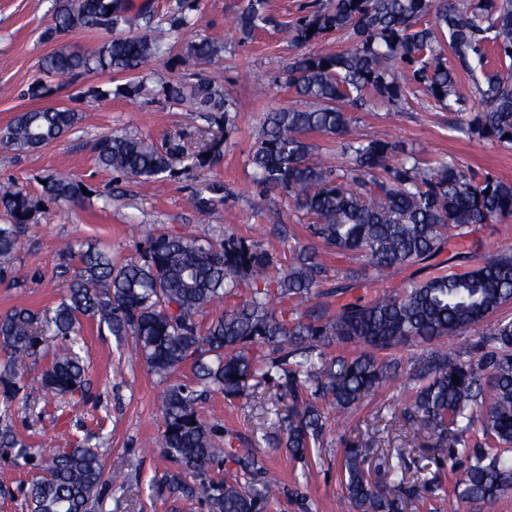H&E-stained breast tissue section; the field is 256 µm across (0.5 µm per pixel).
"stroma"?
<instances>
[{"label": "stroma", "mask_w": 512, "mask_h": 512, "mask_svg": "<svg viewBox=\"0 0 512 512\" xmlns=\"http://www.w3.org/2000/svg\"><path fill=\"white\" fill-rule=\"evenodd\" d=\"M183 2L144 0L132 11L131 26L148 17L166 33L162 51L132 75L93 69L75 78H46L39 70L44 55L61 47L81 50L102 43L111 39V31L78 29L48 42L43 33L52 23L54 0H0V129L18 112L36 107L73 108L81 115L71 132L38 150L0 148V182L24 187L40 206L14 259L25 279L0 276V315L17 307L42 315L56 309L78 267L77 260L59 251L67 241L104 248L117 265L136 256L146 238L160 232L213 241L232 235L255 242L283 262L290 255L289 236L307 242V217L290 197L275 191L263 205H256L258 191L248 156L264 112L300 104L287 83L298 50L282 38L280 29L295 24L313 0H268L270 23L246 40L234 28L244 0H196L192 10ZM181 17L186 25H178ZM200 37L220 45V53L205 62L193 58L188 46ZM196 73L221 85L235 102L220 155L194 169L175 163L173 176L160 185L96 164L95 143L116 131L158 144L166 141L184 152L201 150L208 142V121L191 118L187 105L174 104L166 96L169 85ZM131 79L144 83L145 95L134 100L115 96L116 87ZM40 80L48 86V95L29 97L28 88ZM347 113L351 136L398 142L424 159L452 155L477 174L512 182V145L457 131V115L435 108L423 92H415L400 109L376 101L363 110L348 108ZM60 173L86 187L87 197L68 204L50 202L43 183ZM210 183L221 184V200L204 220L197 212L195 193ZM509 247L512 216L475 225L465 238L449 239L442 256H460L472 266L488 251ZM82 337L87 399L77 404L55 400L28 405L15 400L8 416L12 429L35 449L72 448L87 440L100 445L112 487L97 512H208L196 498L159 489L167 472L179 471L190 487L197 475L178 468L157 445L163 428L159 407L163 385L135 355L132 337L112 336L90 318L82 321ZM430 347L429 341L419 339L385 351V358L398 364L397 379L388 389L363 399L345 426H329L323 445L311 449L303 460L293 458L287 449L269 447L265 440L277 428L273 385L232 399L211 394L200 404L199 413L207 424L236 433L239 453L258 454L279 475L284 491L265 512H349L341 460L347 443L372 418L380 415L390 424L367 456L370 483L391 488L400 462L412 463L423 456L427 437L391 422L390 416L408 403L409 375ZM463 470L460 464H428L425 478L437 479L442 488L412 498L405 512H512V495L490 505H449L446 491ZM36 475V470L17 465L10 450L0 449V512H28L24 493Z\"/></svg>", "instance_id": "35a3bbf8"}]
</instances>
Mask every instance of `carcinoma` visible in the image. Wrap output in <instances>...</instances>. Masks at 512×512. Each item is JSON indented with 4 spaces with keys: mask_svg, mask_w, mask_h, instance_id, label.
<instances>
[{
    "mask_svg": "<svg viewBox=\"0 0 512 512\" xmlns=\"http://www.w3.org/2000/svg\"><path fill=\"white\" fill-rule=\"evenodd\" d=\"M267 0H246L236 19L241 38L269 22ZM128 0H56L55 24L43 38L65 31L115 29L127 23ZM296 45L346 32L352 45L335 54H304L289 67V86L308 107L278 108L265 113L249 161L259 195L280 189L314 218L311 240L290 248L288 265L254 243L233 236L219 243L195 237L153 234L139 256L116 267L96 247L68 244L65 255L79 262L65 299L53 316L41 319L28 308L0 316V348L9 357L0 369L4 405L32 393L16 373V361L56 337L53 363L41 377L39 391L54 397L86 393L80 318L98 320L114 336H132L136 351L151 373L165 383L161 402L166 454L197 472L188 490L204 499L209 512H263L283 492L281 481L255 455L233 451L234 435L205 424L198 405L203 395L219 392L241 397L274 382L288 397L279 416L284 444L296 458L327 429L326 411L348 414L365 396L393 380L392 362L379 356L410 339L441 341L465 330L478 332L477 359L448 351L440 344L414 366V392L401 417L427 426L429 454L439 464L467 463L451 497L492 503L512 494V319L480 330L489 318L512 303V249L490 251L476 266L448 274L439 265L432 275L410 279L400 292H386L371 303L332 306L329 297L354 287L374 270L388 278L405 267L431 261L451 236L463 238L475 224L512 215V183L490 175L478 180L454 156L423 164L399 144L354 138L343 144L345 165L329 167L313 157L304 136H339L349 118L342 104L365 107L373 94L399 106L417 85L440 108L463 113L476 109L463 130L482 139L512 145V0H328L325 7L282 28ZM459 64L480 71L478 101L473 107L457 91L440 39ZM492 45L500 68L487 70ZM162 50V36L147 25L82 52L57 49L40 60V70L66 77L90 69L125 72L137 69ZM207 60L219 47L207 38L190 45ZM174 103L188 102L214 124L229 122L234 108L224 90L207 79L169 87ZM81 115L69 108L43 107L19 113L0 131V145L36 150L71 130ZM99 166L121 175L163 182L175 153L130 134L101 137ZM217 184L196 192L198 211L214 206ZM46 192L55 202L83 197L82 186L58 175ZM0 208L9 223L0 225V272L33 223L36 201L16 184L0 185ZM361 261L358 268H332L325 254ZM231 299L215 318L200 319L206 309ZM353 345L351 357L325 354L332 343ZM192 364L194 384L170 382L185 363ZM458 382H453V376ZM486 449L471 448L475 427ZM234 460L242 479L216 480L209 475L217 438ZM375 437L364 433L346 448L343 468L346 499L352 512H403L402 504L365 479L363 462ZM13 429L0 427V448H15L14 461L39 471L25 491L30 512H91L112 487L100 448L84 445L39 456ZM425 467L401 465L394 487L415 496L426 487Z\"/></svg>",
    "mask_w": 512,
    "mask_h": 512,
    "instance_id": "1",
    "label": "carcinoma"
}]
</instances>
